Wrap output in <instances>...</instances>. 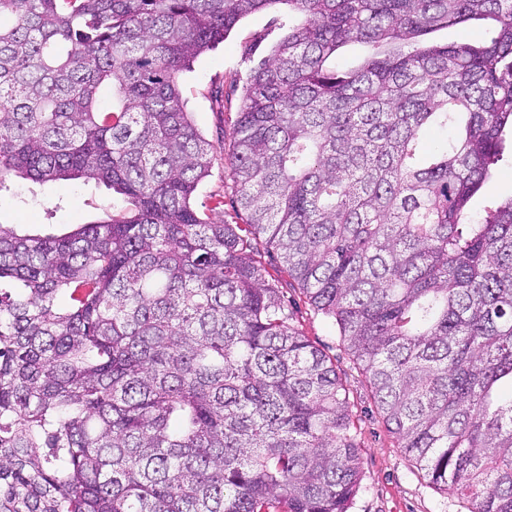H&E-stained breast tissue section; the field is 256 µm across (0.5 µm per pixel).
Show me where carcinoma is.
Here are the masks:
<instances>
[{
	"label": "carcinoma",
	"mask_w": 512,
	"mask_h": 512,
	"mask_svg": "<svg viewBox=\"0 0 512 512\" xmlns=\"http://www.w3.org/2000/svg\"><path fill=\"white\" fill-rule=\"evenodd\" d=\"M276 4L227 157L246 220L215 224L178 77ZM468 21L490 38L425 39ZM508 133L512 0H0V185L121 198L61 235L0 225V512H349V397L261 248L429 483L512 512V196L469 209Z\"/></svg>",
	"instance_id": "cac0c4a2"
}]
</instances>
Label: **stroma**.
<instances>
[{
  "mask_svg": "<svg viewBox=\"0 0 512 512\" xmlns=\"http://www.w3.org/2000/svg\"><path fill=\"white\" fill-rule=\"evenodd\" d=\"M288 8L278 4L243 19L212 50L180 76L181 90L198 129L211 144L212 168L200 184L195 203L210 221H237L235 192L224 169L251 68L271 51L287 30ZM0 190V225L30 230L52 227L65 233L110 215L114 196L103 185L83 180L36 184L12 175ZM262 264L279 281L295 325L335 363L352 406L361 451L362 488L350 512H466L459 491L433 488L389 432L362 369L335 327L290 286L270 254Z\"/></svg>",
  "mask_w": 512,
  "mask_h": 512,
  "instance_id": "obj_1",
  "label": "stroma"
}]
</instances>
